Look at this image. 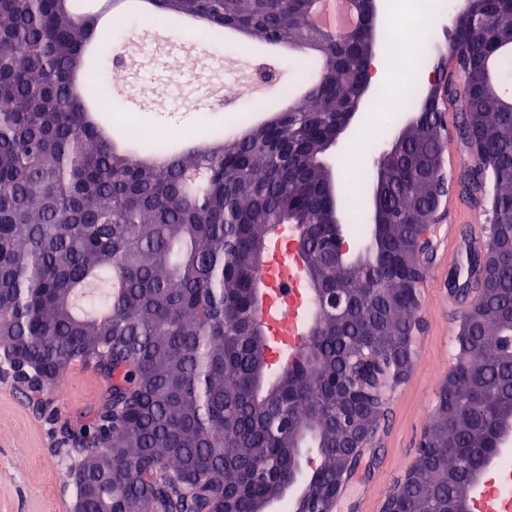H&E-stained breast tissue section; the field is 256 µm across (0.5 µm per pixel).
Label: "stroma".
<instances>
[{"instance_id":"35a3bbf8","label":"stroma","mask_w":512,"mask_h":512,"mask_svg":"<svg viewBox=\"0 0 512 512\" xmlns=\"http://www.w3.org/2000/svg\"><path fill=\"white\" fill-rule=\"evenodd\" d=\"M456 0H432L429 22L433 34L417 38L407 50L409 62L420 56L437 60L454 32ZM118 32L141 54H127L128 80L122 86L119 111L143 119L157 131L198 129L201 121L227 123L226 113L211 105L213 90L227 71L266 54L265 44L236 39L215 48L203 29L176 31L168 16L156 14L141 21L123 22ZM198 78V107L181 106L188 73ZM457 215L442 207L432 226L433 252L422 288L423 327L415 336L416 357L404 383L388 391L386 422L372 448L361 456L355 474L331 512H382L386 497L413 464L423 433L434 409L440 385L457 358L456 336L463 312L448 311V239ZM29 463L15 466L16 459ZM64 451L53 448L49 426L32 410L27 399L12 386L0 383V512H56L67 506L71 487L55 482V466H70Z\"/></svg>"}]
</instances>
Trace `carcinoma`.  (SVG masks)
Listing matches in <instances>:
<instances>
[{"label": "carcinoma", "mask_w": 512, "mask_h": 512, "mask_svg": "<svg viewBox=\"0 0 512 512\" xmlns=\"http://www.w3.org/2000/svg\"><path fill=\"white\" fill-rule=\"evenodd\" d=\"M74 0H0V372L23 353L42 388H57L77 364L103 369L102 404L60 428L85 442L81 465L94 483L86 512H260L273 487L300 465L302 449L322 462L307 475L297 512L324 503L308 487L352 474L344 447L351 417L375 421L381 392L350 394L365 358L395 376L422 307L414 262L431 223L433 166L449 141L495 155L448 175L472 204L491 201L490 238L512 251V0H477L455 30L446 86L400 102L418 124L389 140L393 165L363 187L329 191L323 145L361 89L365 55L355 31L311 22L312 0H156L169 17H200L216 41L234 30L295 48L308 73L275 120L244 121L240 134L214 132L165 163L166 139L120 152L100 136L86 104L110 111L113 28ZM458 117L436 134L439 105ZM206 172L197 185L188 173ZM378 191L382 223L363 251L341 250L331 216L360 191ZM311 225L297 255L316 285L336 288V264L351 268L341 321L327 311L314 333L268 380L267 338L256 324V255L277 226ZM453 290L477 301L476 328L457 338V363L419 444L398 512H445L470 498L512 422V266L485 275L486 245L467 253Z\"/></svg>", "instance_id": "obj_1"}]
</instances>
